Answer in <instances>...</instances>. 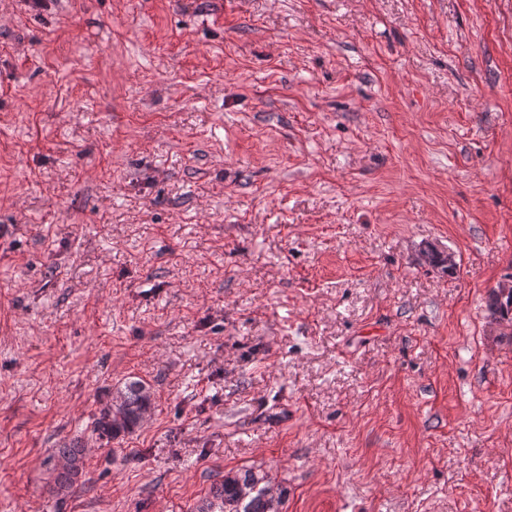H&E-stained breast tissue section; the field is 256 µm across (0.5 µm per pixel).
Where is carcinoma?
<instances>
[{"instance_id": "carcinoma-1", "label": "carcinoma", "mask_w": 512, "mask_h": 512, "mask_svg": "<svg viewBox=\"0 0 512 512\" xmlns=\"http://www.w3.org/2000/svg\"><path fill=\"white\" fill-rule=\"evenodd\" d=\"M512 307V289L501 288L490 294V308L500 314ZM152 393L141 380H130L116 391L115 396L100 414L97 424L101 432L116 437L139 425L143 414L151 409ZM83 448L75 441L57 449L56 486L70 488L83 468ZM265 477L252 470L227 474L224 480L203 500L196 512H280L282 497L271 496Z\"/></svg>"}]
</instances>
